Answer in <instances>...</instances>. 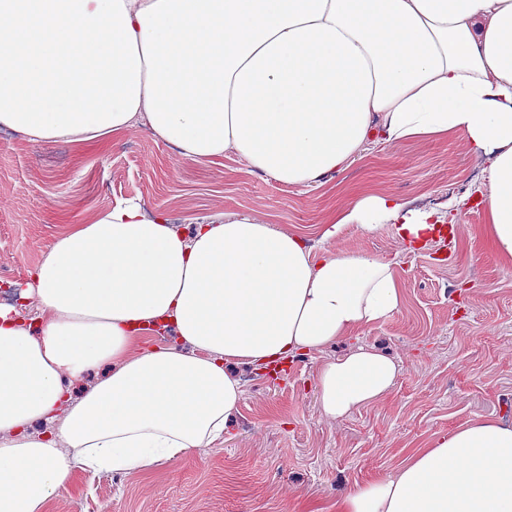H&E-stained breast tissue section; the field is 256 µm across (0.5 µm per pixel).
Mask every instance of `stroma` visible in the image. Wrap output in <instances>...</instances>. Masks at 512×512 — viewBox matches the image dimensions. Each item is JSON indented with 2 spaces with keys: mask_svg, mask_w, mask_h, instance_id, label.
<instances>
[{
  "mask_svg": "<svg viewBox=\"0 0 512 512\" xmlns=\"http://www.w3.org/2000/svg\"><path fill=\"white\" fill-rule=\"evenodd\" d=\"M484 167L460 135L396 145L373 138L348 168L298 188L233 154L183 159L142 123L93 143L0 129V277L19 289L60 233L129 200L186 232L206 217L256 214L301 234L313 254L392 263L403 289L390 318L295 358L279 378L230 365L243 395L222 443L149 477L77 474L52 512H336L340 494L395 471L437 434L476 416L512 425V264L491 251L473 198ZM354 191L447 210L458 232L412 251L387 224L369 232L351 224L323 239ZM360 343L397 362L396 383L347 416L327 418L317 369Z\"/></svg>",
  "mask_w": 512,
  "mask_h": 512,
  "instance_id": "obj_1",
  "label": "stroma"
}]
</instances>
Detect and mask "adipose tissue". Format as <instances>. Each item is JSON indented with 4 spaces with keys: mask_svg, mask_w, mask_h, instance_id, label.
Here are the masks:
<instances>
[{
    "mask_svg": "<svg viewBox=\"0 0 512 512\" xmlns=\"http://www.w3.org/2000/svg\"><path fill=\"white\" fill-rule=\"evenodd\" d=\"M141 119L184 159L231 153L295 187L346 169L373 137L464 135L488 162L487 239L512 262V0H0V127L81 142ZM446 222L356 193L323 236L388 224L411 249ZM26 297L35 323L0 309V512H51L79 470L151 475L210 447L242 397L227 364L322 349L403 300L390 263L313 257L249 214L185 235L136 203L60 234ZM164 331L177 343L139 348ZM398 374L366 345L323 362L324 415L385 396ZM336 512H512V426L458 425Z\"/></svg>",
    "mask_w": 512,
    "mask_h": 512,
    "instance_id": "ef3b65f1",
    "label": "adipose tissue"
}]
</instances>
